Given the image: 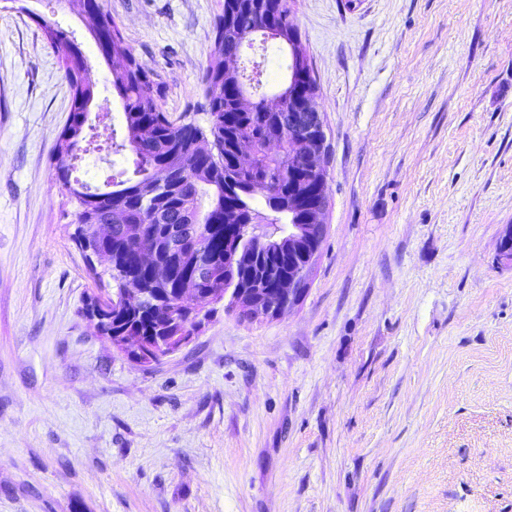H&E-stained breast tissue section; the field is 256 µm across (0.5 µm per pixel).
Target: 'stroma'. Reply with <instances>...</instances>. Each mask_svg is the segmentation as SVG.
Segmentation results:
<instances>
[{"label":"stroma","mask_w":512,"mask_h":512,"mask_svg":"<svg viewBox=\"0 0 512 512\" xmlns=\"http://www.w3.org/2000/svg\"><path fill=\"white\" fill-rule=\"evenodd\" d=\"M209 124L223 0H105ZM328 144L325 237L274 318L218 303L159 363L85 311L106 293L54 177L70 108L40 15L0 0V512H512V0H288Z\"/></svg>","instance_id":"35a3bbf8"}]
</instances>
